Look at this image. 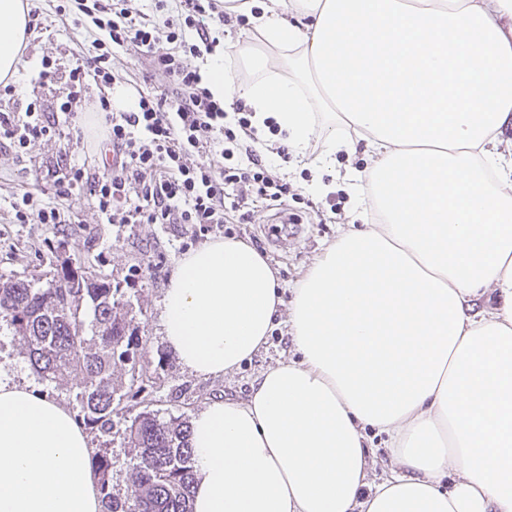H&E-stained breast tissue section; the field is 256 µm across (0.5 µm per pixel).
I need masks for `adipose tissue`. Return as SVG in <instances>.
I'll return each instance as SVG.
<instances>
[{"label":"adipose tissue","instance_id":"obj_1","mask_svg":"<svg viewBox=\"0 0 512 512\" xmlns=\"http://www.w3.org/2000/svg\"><path fill=\"white\" fill-rule=\"evenodd\" d=\"M263 75L246 100L312 164L365 142L341 181L353 224L284 301L267 256L229 236L184 254L162 333L184 370L234 371L287 311L297 359L246 400L192 421L194 512H512V0H246ZM28 0H0V82L28 42ZM358 43V62L340 61ZM287 69L268 75L269 65ZM379 222H372L371 213ZM498 304L475 305L487 292ZM380 436L396 463L368 481ZM86 435L34 388L0 379V512H100Z\"/></svg>","mask_w":512,"mask_h":512}]
</instances>
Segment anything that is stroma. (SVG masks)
Returning <instances> with one entry per match:
<instances>
[{
    "label": "stroma",
    "instance_id": "1",
    "mask_svg": "<svg viewBox=\"0 0 512 512\" xmlns=\"http://www.w3.org/2000/svg\"><path fill=\"white\" fill-rule=\"evenodd\" d=\"M31 9L51 22L52 34L32 31L23 51L16 81L27 98L38 100L44 111H56L69 92L66 76L78 51L90 48L98 31L93 24L74 26L59 18L58 0H29ZM255 31L247 20L231 21L216 52L224 56L228 68L244 69L241 54L245 46L255 44ZM53 63L55 72L43 83H31L33 63L41 58ZM86 149L70 146L68 133L36 140L26 152L0 150V276H18L43 281L58 260H79L86 275L106 278L126 288L132 302L133 323L145 343V355L136 368L120 366L118 380L143 379V392L128 399L133 410L145 408L161 415L194 416L216 399L246 400L250 386L261 372L278 363L296 358L297 353L287 315H280L266 346L235 372L202 378L187 371L166 348L162 338L163 297L178 259L197 247L198 242L181 224H110L91 204L89 198L70 200L71 221L50 224H18L11 205L23 192L48 189L53 171L83 161L100 160L93 127H85ZM279 139L267 133L260 151L262 160L272 165L289 190L280 205L251 206L244 223L225 225L209 233L216 241L234 235L249 242L268 256L285 288V299L323 249L334 243L350 222L351 199L344 186L317 197L305 189L314 178L331 182L334 172L345 168H364L371 160L365 151L336 157L335 171H321L295 155L278 154ZM298 218V231L286 243L267 237V226L276 216ZM0 376L21 386L38 387L39 382L27 358L24 346L14 337L0 335Z\"/></svg>",
    "mask_w": 512,
    "mask_h": 512
}]
</instances>
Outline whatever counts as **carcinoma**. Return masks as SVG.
Returning <instances> with one entry per match:
<instances>
[{"instance_id": "carcinoma-1", "label": "carcinoma", "mask_w": 512, "mask_h": 512, "mask_svg": "<svg viewBox=\"0 0 512 512\" xmlns=\"http://www.w3.org/2000/svg\"><path fill=\"white\" fill-rule=\"evenodd\" d=\"M130 306L119 285L84 276L70 259L44 282L0 277V335L26 346L41 382L75 375L69 393L81 427L110 435L115 422L124 424L123 455L99 448L89 460L102 512H192L196 467L190 422L154 410L133 413L123 405L132 386L114 378L118 365L142 358V337L127 319ZM118 467L131 471L123 497L112 493Z\"/></svg>"}]
</instances>
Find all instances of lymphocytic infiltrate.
I'll return each instance as SVG.
<instances>
[{
  "label": "lymphocytic infiltrate",
  "mask_w": 512,
  "mask_h": 512,
  "mask_svg": "<svg viewBox=\"0 0 512 512\" xmlns=\"http://www.w3.org/2000/svg\"><path fill=\"white\" fill-rule=\"evenodd\" d=\"M57 13L71 17L77 27L91 19L99 35L91 51L75 57L71 91L59 115L42 111L34 101L0 111V141L25 149L55 133L60 118L81 110L97 120L113 161L103 168L85 163L58 173L55 202L22 193L12 204L17 223H66L65 201L85 195L111 224H196L207 231L226 224L227 209L275 202L287 193V185L252 145L243 147L246 167L226 168L211 160L224 145V104L213 98L191 59L216 43L215 32L229 17L224 0H175L174 15L163 19L132 13L128 0H72L58 5ZM116 48L147 61L144 83L159 76L166 80L163 88L138 91L127 109L114 108L106 95L123 83L112 66ZM89 84L98 87V96L77 102L76 90Z\"/></svg>",
  "instance_id": "1"
}]
</instances>
